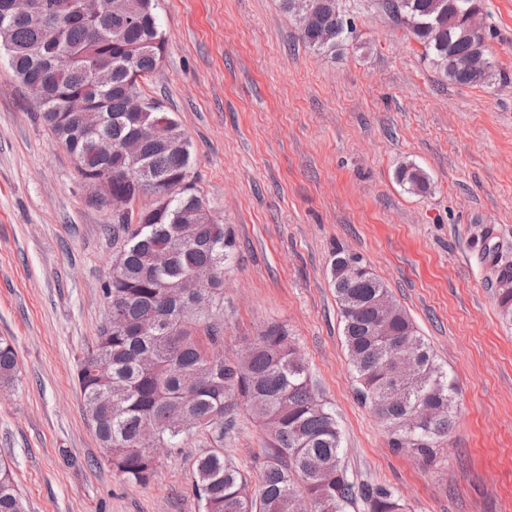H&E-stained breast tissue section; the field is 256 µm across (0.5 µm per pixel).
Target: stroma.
Listing matches in <instances>:
<instances>
[{"label": "stroma", "instance_id": "35a3bbf8", "mask_svg": "<svg viewBox=\"0 0 512 512\" xmlns=\"http://www.w3.org/2000/svg\"><path fill=\"white\" fill-rule=\"evenodd\" d=\"M339 6L355 33L321 53L280 0H158L166 48L141 89L180 124L200 195L234 237L214 312L224 354L286 324L358 481L393 487L405 512H512V326L497 288L512 263V0L480 2L494 69L478 86L437 70L382 0ZM410 164L427 191L398 183ZM111 219L0 53V336L19 367L0 387V460L28 512H200L193 461L213 445L206 432L135 485L82 412L77 365L106 318ZM337 249L363 258L456 383L454 429L431 469L392 452L356 399ZM263 443L238 410L225 457L256 477Z\"/></svg>", "mask_w": 512, "mask_h": 512}]
</instances>
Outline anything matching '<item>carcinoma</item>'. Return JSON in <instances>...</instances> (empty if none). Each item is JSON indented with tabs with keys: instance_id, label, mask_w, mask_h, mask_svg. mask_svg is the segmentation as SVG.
Listing matches in <instances>:
<instances>
[{
	"instance_id": "carcinoma-1",
	"label": "carcinoma",
	"mask_w": 512,
	"mask_h": 512,
	"mask_svg": "<svg viewBox=\"0 0 512 512\" xmlns=\"http://www.w3.org/2000/svg\"><path fill=\"white\" fill-rule=\"evenodd\" d=\"M0 0V48L9 47L10 66L29 87L43 118L74 157L85 183L104 174L114 193L154 197L126 219L112 221L124 234L113 256L103 295L119 324L104 322L95 349L79 362L77 382L83 408L112 470L124 481L145 484L158 468L146 436L172 448L199 428L224 437V417L242 405L266 435L254 490L224 449L208 448L195 461L193 492L202 512H403L395 490L355 480L342 461L335 412L315 393L304 360L282 324H270L235 358L224 357V329L211 317L223 295L224 265L233 240L204 205L191 176V145L177 121L150 103L145 119L133 115L129 98L141 95L140 80L161 59L165 37L155 0H112V14L86 20L70 11L69 0H50L64 33L72 64L56 66L47 44L49 19L13 16ZM293 13L300 37L322 52L336 50L354 33L336 0H282ZM385 7L425 48V55L452 81L489 82L492 63L479 22V0H385ZM82 92L101 109L100 133L112 153L97 148V136L79 128L65 111V95ZM168 123V136L153 139L148 126ZM410 192H424L427 173L413 164L398 171ZM217 277L207 288L189 284L203 270ZM331 276L342 317V333L357 396L386 423L390 447L432 466L448 444L456 413V387L405 311L382 300L389 289L357 255L335 254ZM498 300L512 322V267L498 273ZM413 354L409 380L395 390L390 345ZM17 374L13 342L0 336V383ZM424 407L426 421L411 424ZM0 512H27L12 471L0 462Z\"/></svg>"
}]
</instances>
